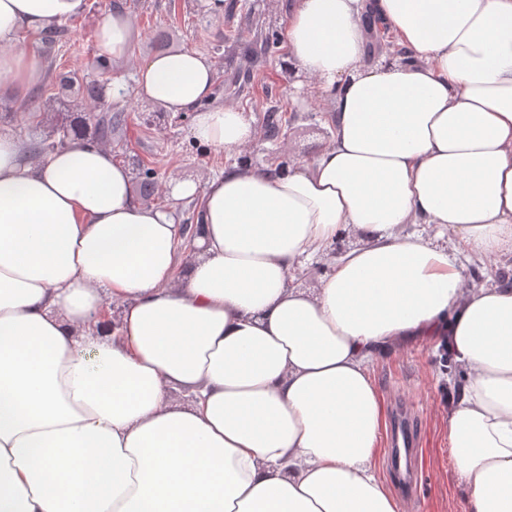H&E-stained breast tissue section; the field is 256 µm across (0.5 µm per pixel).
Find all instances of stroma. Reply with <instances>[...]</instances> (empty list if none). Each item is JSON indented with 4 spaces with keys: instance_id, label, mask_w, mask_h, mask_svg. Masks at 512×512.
I'll use <instances>...</instances> for the list:
<instances>
[{
    "instance_id": "stroma-1",
    "label": "stroma",
    "mask_w": 512,
    "mask_h": 512,
    "mask_svg": "<svg viewBox=\"0 0 512 512\" xmlns=\"http://www.w3.org/2000/svg\"><path fill=\"white\" fill-rule=\"evenodd\" d=\"M130 20V51L108 62V84L120 85L119 95L106 105L123 113L127 123L128 161L155 160L157 176L149 204L173 208L178 219L194 218L197 208L173 199L171 183L193 180L198 185L237 163H266L269 156L289 164L310 162L318 148L328 145L327 115L334 110L333 92L319 88L312 77L294 73L284 64V25L296 0H224V10L186 16L173 41L174 49L195 51L210 61L214 73L212 96L202 109L217 106L249 112L255 137L240 151L219 150L193 140L191 113L168 114L156 120L155 105L137 91L136 68L157 55L155 39L171 22L169 0H120ZM109 0H87L84 12L72 16L71 30L58 58L65 70L83 74L102 51L95 38L97 25L109 14ZM284 102L294 116L276 142L263 138L271 105ZM373 381L384 407L403 402L412 411L419 444L420 480L414 491L398 490L387 462L379 453L376 469L395 490L407 512H462L467 489L460 480L448 446L451 395L460 374L444 346L422 338L379 357L372 367Z\"/></svg>"
}]
</instances>
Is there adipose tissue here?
Here are the masks:
<instances>
[{
  "label": "adipose tissue",
  "mask_w": 512,
  "mask_h": 512,
  "mask_svg": "<svg viewBox=\"0 0 512 512\" xmlns=\"http://www.w3.org/2000/svg\"><path fill=\"white\" fill-rule=\"evenodd\" d=\"M84 8L0 0L6 91L39 77L20 32ZM367 14L397 34L390 64L364 61ZM95 36L127 55V15ZM285 41L335 94L331 141L174 184L200 200L188 260L175 212L138 201L110 147L35 157L0 133V512H405L374 466L371 367L416 336L464 373L448 415L463 512H512V280L457 261L512 255V0H299ZM136 82L192 113L197 142L253 137L244 111H200V53L153 56ZM315 258L329 271L309 291L296 274Z\"/></svg>",
  "instance_id": "obj_1"
}]
</instances>
